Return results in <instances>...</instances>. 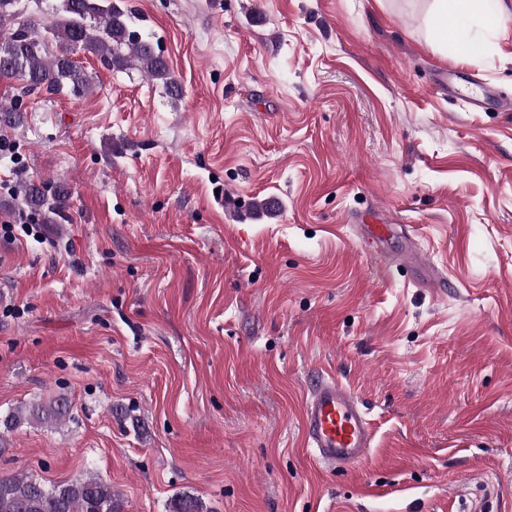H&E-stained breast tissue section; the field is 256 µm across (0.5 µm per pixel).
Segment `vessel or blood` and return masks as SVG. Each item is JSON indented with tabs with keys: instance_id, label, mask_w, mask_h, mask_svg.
<instances>
[{
	"instance_id": "b4317fda",
	"label": "vessel or blood",
	"mask_w": 512,
	"mask_h": 512,
	"mask_svg": "<svg viewBox=\"0 0 512 512\" xmlns=\"http://www.w3.org/2000/svg\"><path fill=\"white\" fill-rule=\"evenodd\" d=\"M304 436L314 461L345 469L365 458L374 439L373 426L355 393L332 375L319 377L302 411Z\"/></svg>"
}]
</instances>
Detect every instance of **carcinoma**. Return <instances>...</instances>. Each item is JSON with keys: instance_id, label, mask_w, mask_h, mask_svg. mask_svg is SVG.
<instances>
[{"instance_id": "cac0c4a2", "label": "carcinoma", "mask_w": 512, "mask_h": 512, "mask_svg": "<svg viewBox=\"0 0 512 512\" xmlns=\"http://www.w3.org/2000/svg\"><path fill=\"white\" fill-rule=\"evenodd\" d=\"M135 17L123 0H60L52 16L43 20L29 13L20 0H0V79H15L25 91L85 98L91 77L73 59L79 52L99 58L116 70L137 69L148 80L162 84L171 102L181 89L153 37L133 30ZM13 196L32 208L60 213L66 192H54L52 203L32 183L19 182ZM68 399L18 406L0 416V454L4 434L22 424L57 425L69 417ZM0 512H120L112 485L89 474L70 482L47 486L23 475L0 474ZM173 512H203L192 496L179 498Z\"/></svg>"}]
</instances>
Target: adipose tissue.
<instances>
[{
	"mask_svg": "<svg viewBox=\"0 0 512 512\" xmlns=\"http://www.w3.org/2000/svg\"><path fill=\"white\" fill-rule=\"evenodd\" d=\"M487 0H429L423 17L430 37L439 44H453L462 55L478 53L481 45L478 41L464 38L457 27L463 18H485L490 26H498L505 14L512 11L507 0H501L497 11L486 8Z\"/></svg>",
	"mask_w": 512,
	"mask_h": 512,
	"instance_id": "obj_1",
	"label": "adipose tissue"
}]
</instances>
